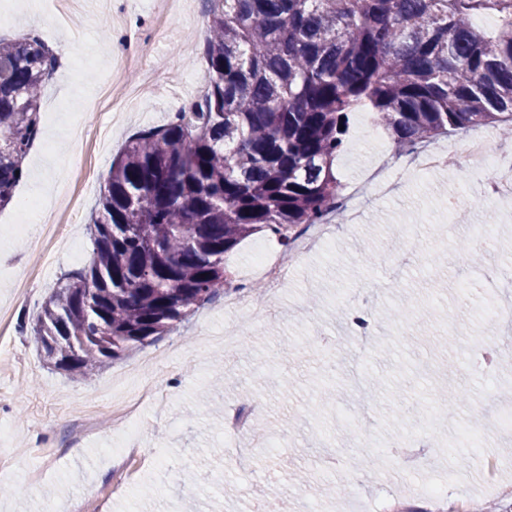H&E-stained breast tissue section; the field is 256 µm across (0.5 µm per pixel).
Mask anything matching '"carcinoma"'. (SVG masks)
Instances as JSON below:
<instances>
[{"mask_svg": "<svg viewBox=\"0 0 512 512\" xmlns=\"http://www.w3.org/2000/svg\"><path fill=\"white\" fill-rule=\"evenodd\" d=\"M208 2L202 101L112 162L89 264L32 327L67 375H95L224 294L226 255L248 235L287 244L326 219L358 108L402 153L481 125L512 131V0ZM52 64L38 39H0V207L25 173Z\"/></svg>", "mask_w": 512, "mask_h": 512, "instance_id": "carcinoma-1", "label": "carcinoma"}]
</instances>
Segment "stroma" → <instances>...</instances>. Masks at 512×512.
<instances>
[{
  "instance_id": "obj_1",
  "label": "stroma",
  "mask_w": 512,
  "mask_h": 512,
  "mask_svg": "<svg viewBox=\"0 0 512 512\" xmlns=\"http://www.w3.org/2000/svg\"><path fill=\"white\" fill-rule=\"evenodd\" d=\"M179 4L165 17L148 0H112L111 14L91 22L70 14L68 0H50L46 15L27 0H0L1 36L35 34L69 47L42 91V134L17 195L32 194L38 182L60 211L92 213L129 139L202 94L207 0ZM347 143L336 173L359 221L337 225L302 259L270 317L241 325L216 298L90 380L51 370L21 327L80 267L62 238L75 237L90 255L86 225H58L56 237L37 246L7 221L16 203L0 208V448L14 468L38 476L34 484L0 477V512H42L49 498L74 492L99 512H242L249 500H265L271 484L288 512H374L389 501L404 512L401 495L432 484L447 493L441 512H512V398L502 395L512 386V357L492 370L480 363L502 327L489 316L494 300L479 277L484 265L512 267V201L482 207L488 170L464 157L451 170L407 174L395 195L378 197L368 174L400 167L402 155L364 110L353 113ZM451 195L464 219L444 210ZM403 224L412 236L395 237ZM477 224L492 230L474 266L466 251ZM401 251L412 259L391 272L382 258ZM410 304L421 314L398 334L395 317ZM353 308L373 321L363 353L340 316ZM319 335L333 337L335 350L315 348ZM151 378L161 395L137 416L142 461L133 485L116 492L112 451L124 441L121 429L109 418L87 435L75 426L89 401L111 407L121 390ZM246 389L261 401L253 425L279 439L277 453L225 432ZM411 426L429 446L405 468L395 443ZM333 452L344 468L322 466ZM188 470L196 473L190 483Z\"/></svg>"
}]
</instances>
